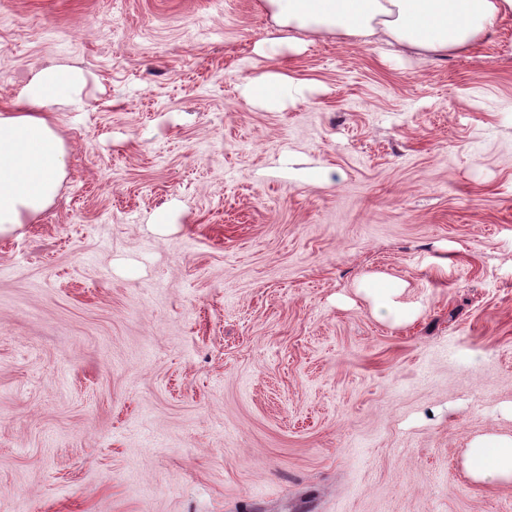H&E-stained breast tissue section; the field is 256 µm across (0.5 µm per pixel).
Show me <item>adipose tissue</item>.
<instances>
[{
	"label": "adipose tissue",
	"mask_w": 512,
	"mask_h": 512,
	"mask_svg": "<svg viewBox=\"0 0 512 512\" xmlns=\"http://www.w3.org/2000/svg\"><path fill=\"white\" fill-rule=\"evenodd\" d=\"M288 37L259 43L274 55L298 34L334 35L396 52L448 56L484 41L512 15V0H263ZM83 77L66 67L37 71L0 113V234L32 223L54 202L67 150L53 119L80 97ZM465 467L476 481H512V439H475Z\"/></svg>",
	"instance_id": "adipose-tissue-1"
}]
</instances>
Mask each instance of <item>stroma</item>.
I'll return each instance as SVG.
<instances>
[{
    "instance_id": "1",
    "label": "stroma",
    "mask_w": 512,
    "mask_h": 512,
    "mask_svg": "<svg viewBox=\"0 0 512 512\" xmlns=\"http://www.w3.org/2000/svg\"><path fill=\"white\" fill-rule=\"evenodd\" d=\"M262 0H0V111L82 71L0 235V512H512V17L445 60ZM302 80L282 108L249 78ZM396 278L398 323L363 278ZM465 467L476 481H512V439L494 442L485 438L473 441L466 455Z\"/></svg>"
}]
</instances>
